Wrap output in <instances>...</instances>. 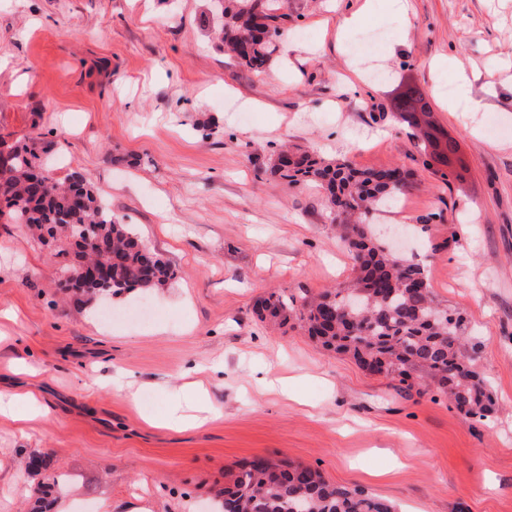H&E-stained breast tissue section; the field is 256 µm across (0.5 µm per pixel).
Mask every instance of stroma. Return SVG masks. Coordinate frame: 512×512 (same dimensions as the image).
I'll return each instance as SVG.
<instances>
[{"label":"stroma","instance_id":"stroma-1","mask_svg":"<svg viewBox=\"0 0 512 512\" xmlns=\"http://www.w3.org/2000/svg\"><path fill=\"white\" fill-rule=\"evenodd\" d=\"M293 47L262 74L216 49L209 0H0V142L38 139L175 276L80 301L52 239L0 223V512L60 472L61 512H209L225 472L306 465L397 512H512V0H280ZM360 24L337 38L344 20ZM479 112H450L458 76ZM424 89L459 145L443 173L385 120ZM414 187L372 218L460 312L492 391L466 418L430 378L403 391L254 308L345 281L324 193L269 173L283 144ZM202 382L207 400L186 390ZM196 420L180 432L169 409ZM31 455L47 468L25 470Z\"/></svg>","mask_w":512,"mask_h":512}]
</instances>
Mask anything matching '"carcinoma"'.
Wrapping results in <instances>:
<instances>
[{
	"instance_id": "obj_1",
	"label": "carcinoma",
	"mask_w": 512,
	"mask_h": 512,
	"mask_svg": "<svg viewBox=\"0 0 512 512\" xmlns=\"http://www.w3.org/2000/svg\"><path fill=\"white\" fill-rule=\"evenodd\" d=\"M222 15L212 33L224 53L251 72L265 71L282 36L278 0H224ZM382 118L407 124L418 147L441 164L457 152L417 86ZM272 171L289 185L314 184L324 191L332 223L352 260V277L298 306L293 300L265 298L257 316L280 327L297 320L324 349L350 354L362 368L373 364L407 389L427 376L466 417L486 420L494 399L474 368V352L465 347L464 317L441 306L432 288L414 287L428 280L424 268L387 251L366 222L372 212L384 211L389 199L412 189L411 174L393 167L357 169L345 161L286 150L276 156ZM1 220L24 224L40 235L48 230L59 241L56 255L63 257L68 247L78 246L81 227H96L99 245L84 254L74 252L69 268L67 285L79 296L161 288L174 275L171 265L112 213L84 175L74 172L60 180L46 172L34 139L13 147L9 161L0 160ZM84 262L108 267V276L101 283H82ZM68 484V474L55 475L38 490L30 512H50L54 494ZM218 496V512H395L387 501L331 484L308 466L265 459L245 465Z\"/></svg>"
}]
</instances>
